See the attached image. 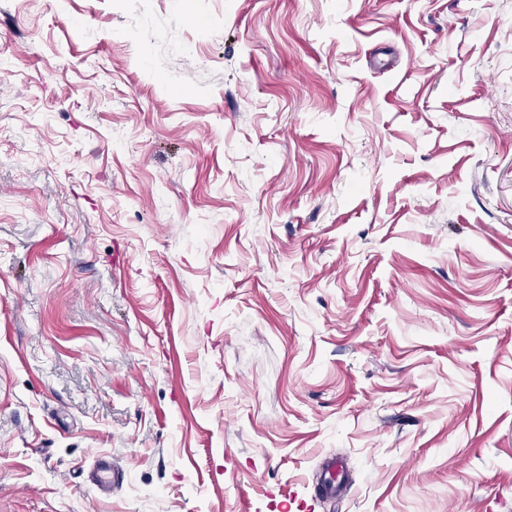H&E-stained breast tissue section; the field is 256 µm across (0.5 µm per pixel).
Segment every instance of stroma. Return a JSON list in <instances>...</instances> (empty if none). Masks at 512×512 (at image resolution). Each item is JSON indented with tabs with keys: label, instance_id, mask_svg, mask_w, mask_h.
I'll return each mask as SVG.
<instances>
[{
	"label": "stroma",
	"instance_id": "35a3bbf8",
	"mask_svg": "<svg viewBox=\"0 0 512 512\" xmlns=\"http://www.w3.org/2000/svg\"><path fill=\"white\" fill-rule=\"evenodd\" d=\"M0 512H512V0H0ZM120 472L112 465V461L107 457H98L96 467L91 472V482L100 491H109L112 489L113 482L120 478ZM347 472L341 460L328 457L324 460L322 470L313 479L314 498L320 501L334 499L341 493Z\"/></svg>",
	"mask_w": 512,
	"mask_h": 512
}]
</instances>
